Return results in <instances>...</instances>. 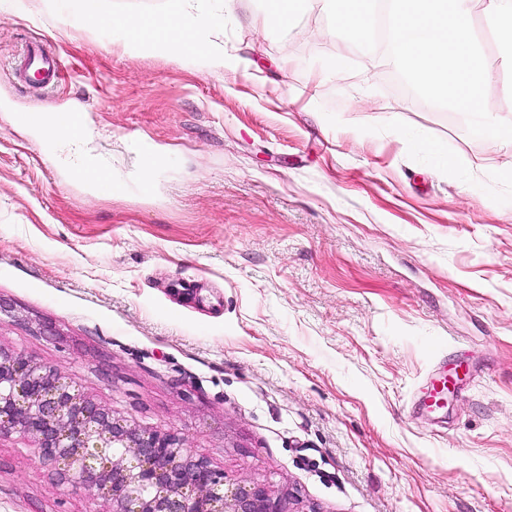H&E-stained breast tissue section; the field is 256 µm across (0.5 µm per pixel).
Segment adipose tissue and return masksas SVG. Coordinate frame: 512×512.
Listing matches in <instances>:
<instances>
[{
	"label": "adipose tissue",
	"instance_id": "1",
	"mask_svg": "<svg viewBox=\"0 0 512 512\" xmlns=\"http://www.w3.org/2000/svg\"><path fill=\"white\" fill-rule=\"evenodd\" d=\"M203 2L174 0L173 9L166 12L164 17L143 16L124 21L127 48L133 52L153 48L203 56L211 67L223 68L224 47L217 44L216 38L223 34L224 23L227 16L233 13L236 0H224V9L220 12L207 10ZM40 129L47 135L49 149H56L60 145L68 147L72 152L71 164L80 168L91 182L102 181L99 161L87 149L83 130L66 126L55 110L44 111Z\"/></svg>",
	"mask_w": 512,
	"mask_h": 512
}]
</instances>
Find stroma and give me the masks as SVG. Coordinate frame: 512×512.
<instances>
[{"instance_id":"1","label":"stroma","mask_w":512,"mask_h":512,"mask_svg":"<svg viewBox=\"0 0 512 512\" xmlns=\"http://www.w3.org/2000/svg\"><path fill=\"white\" fill-rule=\"evenodd\" d=\"M239 0L211 69L127 53L124 33L0 15V348L52 367L128 423L184 435L231 479L299 490L320 512H512V143L400 80L386 42L334 34L321 0L257 30ZM486 98L512 118L480 5ZM59 55L45 92L13 70ZM337 57L340 70L312 73ZM82 113L111 182L49 159L16 113ZM458 157L455 179L415 143ZM160 153L150 182L136 152ZM470 376L416 406L440 367ZM0 439V512H111ZM30 73L37 74L45 86L54 84L58 78V56L42 40L34 39L25 45L16 68V76L22 83L29 81Z\"/></svg>"}]
</instances>
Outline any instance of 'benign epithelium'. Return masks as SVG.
<instances>
[{
    "label": "benign epithelium",
    "mask_w": 512,
    "mask_h": 512,
    "mask_svg": "<svg viewBox=\"0 0 512 512\" xmlns=\"http://www.w3.org/2000/svg\"><path fill=\"white\" fill-rule=\"evenodd\" d=\"M36 443L58 481L112 512H299L296 490L227 478L183 435L127 423L47 366L0 348V437Z\"/></svg>",
    "instance_id": "7a95c632"
}]
</instances>
